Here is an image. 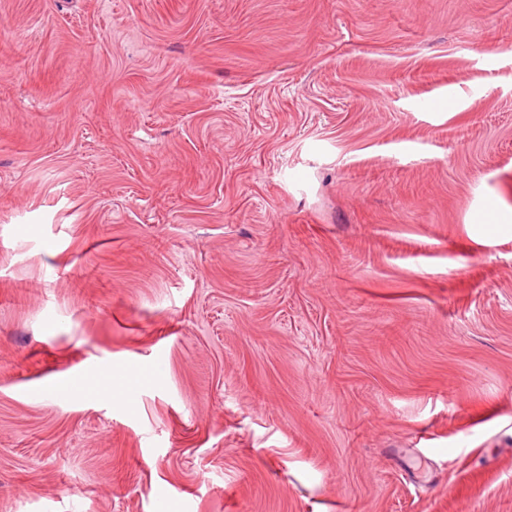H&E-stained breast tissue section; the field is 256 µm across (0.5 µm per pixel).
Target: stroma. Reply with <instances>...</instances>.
<instances>
[{
	"instance_id": "1",
	"label": "stroma",
	"mask_w": 512,
	"mask_h": 512,
	"mask_svg": "<svg viewBox=\"0 0 512 512\" xmlns=\"http://www.w3.org/2000/svg\"><path fill=\"white\" fill-rule=\"evenodd\" d=\"M505 44L512 0H0V512H512ZM469 224L481 227L484 224H498L501 232L510 233L512 231V209L497 210L484 207L470 216Z\"/></svg>"
}]
</instances>
